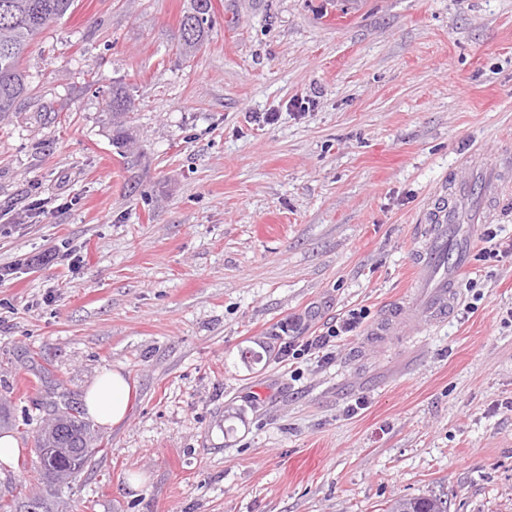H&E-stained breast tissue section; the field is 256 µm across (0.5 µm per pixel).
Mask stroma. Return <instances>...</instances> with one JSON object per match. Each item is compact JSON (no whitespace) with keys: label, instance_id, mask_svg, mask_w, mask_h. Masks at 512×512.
Listing matches in <instances>:
<instances>
[{"label":"stroma","instance_id":"obj_1","mask_svg":"<svg viewBox=\"0 0 512 512\" xmlns=\"http://www.w3.org/2000/svg\"><path fill=\"white\" fill-rule=\"evenodd\" d=\"M78 0L29 48L30 101L0 122V403L21 452L0 498L50 512H512V0ZM135 98L124 148L102 100ZM274 123H266L268 113ZM468 186L466 278L448 319L404 303L423 211ZM481 300H474V293ZM367 317L334 358L284 361L280 326ZM260 354L255 365L240 354ZM121 369L131 408L46 486L44 403ZM142 476L139 490L128 486ZM211 0H190L179 25V45L184 56H190L205 41L209 33ZM388 512H448L447 501L440 497L398 498Z\"/></svg>","mask_w":512,"mask_h":512}]
</instances>
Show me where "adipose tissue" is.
<instances>
[{
	"label": "adipose tissue",
	"mask_w": 512,
	"mask_h": 512,
	"mask_svg": "<svg viewBox=\"0 0 512 512\" xmlns=\"http://www.w3.org/2000/svg\"><path fill=\"white\" fill-rule=\"evenodd\" d=\"M132 387L121 370L102 371L84 395L86 413L97 424L111 427L126 420Z\"/></svg>",
	"instance_id": "1"
}]
</instances>
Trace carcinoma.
<instances>
[{"label":"carcinoma","instance_id":"1","mask_svg":"<svg viewBox=\"0 0 512 512\" xmlns=\"http://www.w3.org/2000/svg\"><path fill=\"white\" fill-rule=\"evenodd\" d=\"M77 0H0V121L18 110V104L28 99L27 75L21 61L35 43L57 19L71 12ZM211 0H190L179 25L181 53L191 55L205 41L211 22ZM134 97L121 83L112 86V96L104 99L105 116L112 122V139L131 145L122 118L131 111ZM56 428L46 430L36 438L35 454L47 482L63 483L73 477V470H83L94 453L95 436L90 423L81 416L75 402L67 399L53 406ZM42 512H49L42 496L33 495L22 506L0 501V512H29L31 502ZM388 512H448L447 501L437 497L398 498Z\"/></svg>","mask_w":512,"mask_h":512}]
</instances>
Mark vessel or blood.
Returning <instances> with one entry per match:
<instances>
[{"label":"vessel or blood","instance_id":"vessel-or-blood-1","mask_svg":"<svg viewBox=\"0 0 512 512\" xmlns=\"http://www.w3.org/2000/svg\"><path fill=\"white\" fill-rule=\"evenodd\" d=\"M463 199L459 189L436 194L421 219L427 244L411 256L412 288L430 291L422 308L430 325L445 320L458 304L456 281L465 268V253L461 246L452 244L448 233L456 223Z\"/></svg>","mask_w":512,"mask_h":512}]
</instances>
